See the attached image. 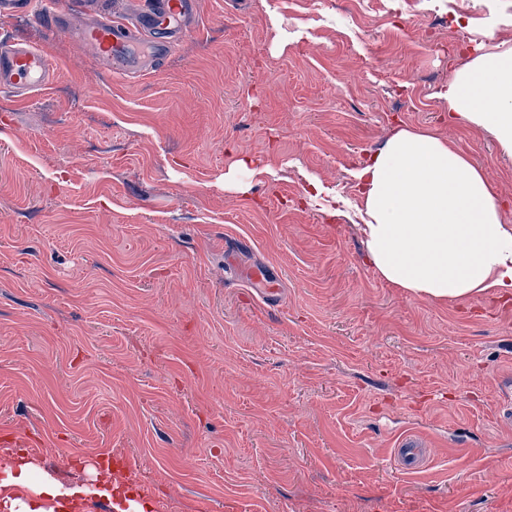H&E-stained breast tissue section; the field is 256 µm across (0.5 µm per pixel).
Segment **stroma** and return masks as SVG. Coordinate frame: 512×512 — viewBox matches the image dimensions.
Wrapping results in <instances>:
<instances>
[{"label":"stroma","instance_id":"1","mask_svg":"<svg viewBox=\"0 0 512 512\" xmlns=\"http://www.w3.org/2000/svg\"><path fill=\"white\" fill-rule=\"evenodd\" d=\"M57 7L68 31L0 15L55 65L45 92L0 91V468L20 449L90 486L105 454L155 512H512V301L383 281L356 178L423 128L512 224V157L434 96L512 41V0H196L132 78L73 37L85 0Z\"/></svg>","mask_w":512,"mask_h":512}]
</instances>
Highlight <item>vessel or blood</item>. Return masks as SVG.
<instances>
[{
    "label": "vessel or blood",
    "instance_id": "obj_1",
    "mask_svg": "<svg viewBox=\"0 0 512 512\" xmlns=\"http://www.w3.org/2000/svg\"><path fill=\"white\" fill-rule=\"evenodd\" d=\"M193 8V0H150L133 18L103 13L81 29L78 39L103 67L138 76L145 58L166 57ZM53 67L43 50L32 45L0 43V90L25 100L45 90Z\"/></svg>",
    "mask_w": 512,
    "mask_h": 512
}]
</instances>
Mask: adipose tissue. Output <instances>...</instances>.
Returning <instances> with one entry per match:
<instances>
[{"instance_id": "1", "label": "adipose tissue", "mask_w": 512, "mask_h": 512, "mask_svg": "<svg viewBox=\"0 0 512 512\" xmlns=\"http://www.w3.org/2000/svg\"><path fill=\"white\" fill-rule=\"evenodd\" d=\"M451 118L492 134L512 155V41L482 46L436 93ZM366 257L379 277L438 300L512 298V224L484 173L426 129H397L358 172ZM25 458L0 471V487L81 497L83 484L36 478Z\"/></svg>"}]
</instances>
